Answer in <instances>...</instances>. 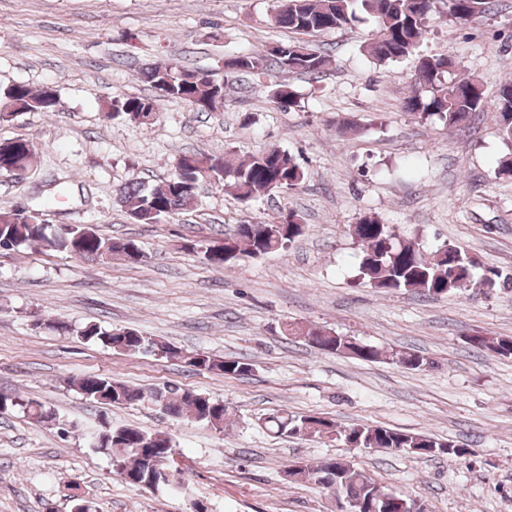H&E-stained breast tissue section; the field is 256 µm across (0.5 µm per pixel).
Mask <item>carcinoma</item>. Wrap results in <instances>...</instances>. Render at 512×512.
Returning a JSON list of instances; mask_svg holds the SVG:
<instances>
[{"instance_id": "1", "label": "carcinoma", "mask_w": 512, "mask_h": 512, "mask_svg": "<svg viewBox=\"0 0 512 512\" xmlns=\"http://www.w3.org/2000/svg\"><path fill=\"white\" fill-rule=\"evenodd\" d=\"M360 2L362 11L374 21V29L365 51L378 64L414 58L415 78L404 107L423 123L439 122L446 128L466 127L481 113L491 110L497 117L502 140L512 143V82L505 83L490 97L484 84L476 78L447 80L445 74L455 68L451 55L423 56L416 49L426 32L427 25L437 11L438 0H276L270 14L271 25L299 34H323L343 29L360 20L354 8ZM447 14L459 25L476 21L489 13L493 0H444ZM327 64V55L304 41L274 43L261 51L239 52L224 57V70L230 74L257 77L272 71L319 78ZM141 79L155 90V96L144 97L118 94L105 103L108 117H120L135 125L146 127L140 117L159 113L164 101H181L200 112H211L224 104L228 84L214 78L203 69H194L175 60L153 64L141 71ZM251 89L263 92L278 106L295 104V91L291 86L273 88L263 82ZM60 103L55 89L35 90L24 83L0 86V119L6 120L20 112H54ZM33 144L24 138L0 141V169L18 165L33 155ZM218 161L213 176L224 191L243 203L259 195L293 189L305 179V172L297 159L288 151L272 147L248 160H240L233 151L215 159L201 151L180 155L176 172L162 185L150 187L134 178L119 188V201L127 208L130 219L137 224H161L198 204V191L180 190L177 184L197 176L195 163L200 158ZM296 212L290 210L273 223L238 224L232 234L224 236V258L210 257L205 251L208 242L188 239L183 248L197 253L211 266L262 258L288 251L306 233ZM352 237L361 247L360 278L380 292L409 291L424 296H442L467 291L474 284L473 269L476 262L461 248L442 245L434 255L424 253L420 244L412 239H400L389 225L375 216H364L353 225ZM37 245L41 250L70 253L80 259L105 261L114 257L126 259L127 248L140 243L130 237H106L86 224L53 228L40 223V219L27 209L0 210V248L15 250ZM479 285L492 290L496 287L512 288V277L488 270ZM64 334L75 335L105 348L127 355H143L147 348L162 353V358L178 357L191 365L193 356L201 352L181 351L174 345L142 335L137 329L126 327L127 335L116 334L114 329L88 323L79 329L61 326ZM290 334L316 337L330 349V354H343L365 362L390 360L407 370H422L428 363L422 355L410 349L396 350L347 338L332 330L306 328L297 322L288 328ZM471 346L478 351L491 350L501 357H512V337L495 336L474 331ZM209 372L229 376L248 377L253 364L242 358L220 360L206 356ZM69 383L85 400L113 407L132 406L144 401L156 402L157 390L133 387L105 374L71 378ZM174 394L166 405L175 419L202 425L217 432L224 431L227 409L224 401L202 392L188 398L179 387H169ZM20 411L43 422L57 419L56 413L35 400L16 392L0 393V412ZM264 428L277 435L303 436L319 440L352 442L358 448H378L389 454L401 448L411 449L419 457H465L470 449L452 440L432 434L406 432L382 426L357 424L337 428L332 420L316 414H294L279 409L262 416ZM112 448L107 456L112 472L127 485L135 488H165L180 493L185 490L186 477L176 462L180 455L174 438L166 431L148 432L132 425L114 426ZM341 469L344 478L338 493L342 498L367 499L385 493L364 469L342 459H329L309 466L294 478L296 482L313 483L323 489L331 486L332 469Z\"/></svg>"}]
</instances>
